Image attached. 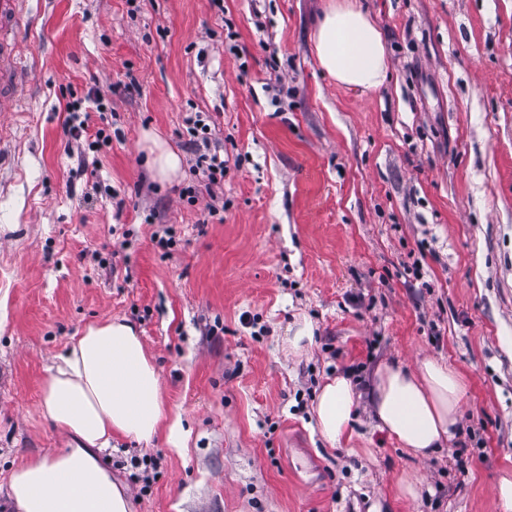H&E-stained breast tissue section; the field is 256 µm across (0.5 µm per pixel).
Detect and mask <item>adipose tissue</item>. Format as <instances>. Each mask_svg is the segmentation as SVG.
Listing matches in <instances>:
<instances>
[{
    "label": "adipose tissue",
    "instance_id": "adipose-tissue-1",
    "mask_svg": "<svg viewBox=\"0 0 512 512\" xmlns=\"http://www.w3.org/2000/svg\"><path fill=\"white\" fill-rule=\"evenodd\" d=\"M314 50L320 68L341 86L366 93L384 83L383 35L351 0H337L324 12ZM464 393L461 375L439 361L414 370L383 361L373 374L370 403L380 432L426 457L454 437ZM354 409L351 379L327 378L313 415L329 446L351 439ZM39 415L74 444L10 472V512H131L127 491L104 458L113 438L149 442L164 432L172 447L183 445L181 418L164 411L157 367L137 328L123 320L88 325L70 339L48 370Z\"/></svg>",
    "mask_w": 512,
    "mask_h": 512
}]
</instances>
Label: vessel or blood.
<instances>
[{
    "label": "vessel or blood",
    "mask_w": 512,
    "mask_h": 512,
    "mask_svg": "<svg viewBox=\"0 0 512 512\" xmlns=\"http://www.w3.org/2000/svg\"><path fill=\"white\" fill-rule=\"evenodd\" d=\"M32 2L0 0V105L17 102L26 92L20 30Z\"/></svg>",
    "instance_id": "obj_1"
}]
</instances>
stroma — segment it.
I'll list each match as a JSON object with an SVG mask.
<instances>
[{"label":"stroma","mask_w":512,"mask_h":512,"mask_svg":"<svg viewBox=\"0 0 512 512\" xmlns=\"http://www.w3.org/2000/svg\"><path fill=\"white\" fill-rule=\"evenodd\" d=\"M329 2L42 0L24 20L31 92L0 109V504L12 467L68 445L38 415L47 368L112 318L139 329L188 433L183 448L162 434L108 451L132 512H502L512 0H353L387 52L367 94L317 64ZM92 87L110 100L112 144L83 153L66 104ZM194 112L224 157L209 189L184 134ZM148 131L180 155L175 180L148 167ZM301 320L314 342L294 357L282 339ZM427 358L465 394L455 436L417 458L376 429L370 386L381 361ZM339 373L356 418L332 448L312 406ZM134 456L157 463L143 491ZM403 475L416 497H397Z\"/></svg>","instance_id":"1"}]
</instances>
